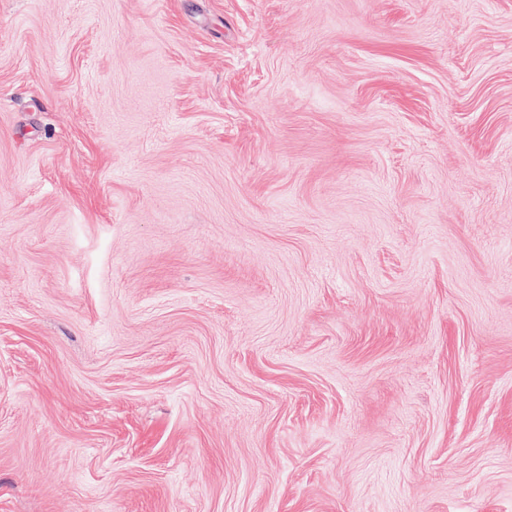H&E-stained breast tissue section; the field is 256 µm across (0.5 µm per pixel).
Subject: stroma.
I'll return each mask as SVG.
<instances>
[{"label": "stroma", "mask_w": 512, "mask_h": 512, "mask_svg": "<svg viewBox=\"0 0 512 512\" xmlns=\"http://www.w3.org/2000/svg\"><path fill=\"white\" fill-rule=\"evenodd\" d=\"M0 512H512V0H0Z\"/></svg>", "instance_id": "stroma-1"}]
</instances>
